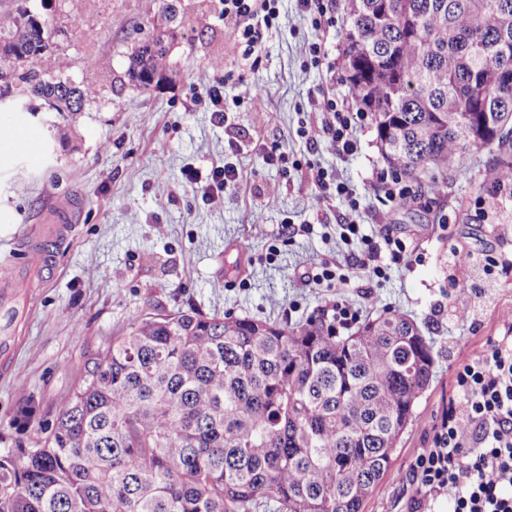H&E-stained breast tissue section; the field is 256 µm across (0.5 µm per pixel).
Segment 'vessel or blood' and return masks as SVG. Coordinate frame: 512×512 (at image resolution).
I'll list each match as a JSON object with an SVG mask.
<instances>
[{
	"label": "vessel or blood",
	"mask_w": 512,
	"mask_h": 512,
	"mask_svg": "<svg viewBox=\"0 0 512 512\" xmlns=\"http://www.w3.org/2000/svg\"><path fill=\"white\" fill-rule=\"evenodd\" d=\"M75 198L57 199L45 214L48 227L44 234L23 242L20 264L0 267V294L29 299L35 288L44 283L55 268V248L66 240L77 219Z\"/></svg>",
	"instance_id": "obj_1"
}]
</instances>
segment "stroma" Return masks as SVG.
<instances>
[{
    "instance_id": "35a3bbf8",
    "label": "stroma",
    "mask_w": 512,
    "mask_h": 512,
    "mask_svg": "<svg viewBox=\"0 0 512 512\" xmlns=\"http://www.w3.org/2000/svg\"><path fill=\"white\" fill-rule=\"evenodd\" d=\"M170 1L176 16L168 68L150 87H136L129 56ZM336 6L335 27L320 34L296 0H280L253 67L224 27L223 0H0L1 10L52 18L54 47L42 58L41 78L62 69L95 87L78 112H50L22 95L0 103V125L39 134L38 163L0 153V263L38 232L56 198L75 194L82 203L73 237L56 255L55 275L31 301L0 307V325H13L10 349L0 354V448L37 441L91 355L146 314L192 308L283 325L322 314L337 291L304 285L300 275L336 256V226L348 203L337 198L313 209L307 171L266 163L274 150L346 182L367 231L390 228L417 255L379 282L359 265L346 266L342 290L361 316L399 311L436 341L433 381L364 508L406 512L408 469L427 445L428 425L448 406L455 369L485 353L512 315V275L491 289L473 324L455 316L471 295L452 279L454 253L512 258V186L495 189L496 155L480 152L449 173L441 196L393 208L383 201L378 175L386 164L370 120H357L358 149L346 157L298 136L323 94H349L343 73L308 65L304 56L305 43L318 38L330 57L345 52L344 0ZM228 70L243 80L226 96L242 104L219 124L209 95ZM258 87L266 93L261 111L247 103ZM227 163L240 179L219 202L207 201L184 176ZM286 220L313 230L284 236ZM274 246L279 252L267 261Z\"/></svg>"
}]
</instances>
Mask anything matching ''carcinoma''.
Masks as SVG:
<instances>
[{
	"mask_svg": "<svg viewBox=\"0 0 512 512\" xmlns=\"http://www.w3.org/2000/svg\"><path fill=\"white\" fill-rule=\"evenodd\" d=\"M349 90L384 161L448 186L512 134V0H345ZM48 18L0 11V64L55 112L89 85L38 75ZM164 35L128 75L149 87ZM434 345L389 311L348 336L193 309L150 314L98 348L33 447L0 449V512H363L433 378Z\"/></svg>",
	"mask_w": 512,
	"mask_h": 512,
	"instance_id": "cac0c4a2",
	"label": "carcinoma"
}]
</instances>
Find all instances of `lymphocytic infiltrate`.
<instances>
[{"label": "lymphocytic infiltrate", "mask_w": 512, "mask_h": 512, "mask_svg": "<svg viewBox=\"0 0 512 512\" xmlns=\"http://www.w3.org/2000/svg\"><path fill=\"white\" fill-rule=\"evenodd\" d=\"M280 0H224V23L240 43L244 59L258 58L263 33L278 18ZM306 140L323 141L339 155L357 150L348 102L324 95L320 117L300 130ZM342 260H324L303 272L307 285H343V264L356 260L367 277L383 280L391 266L410 264L413 253L391 231H363L358 209L336 226ZM512 275V261L495 257L456 261L453 279L470 288L473 302L459 317L470 321L500 278ZM456 393L441 420L432 426L428 448L413 461L410 483L413 512H435L447 498L448 512H512V317L503 319L482 355L460 363L454 374Z\"/></svg>", "instance_id": "1"}]
</instances>
